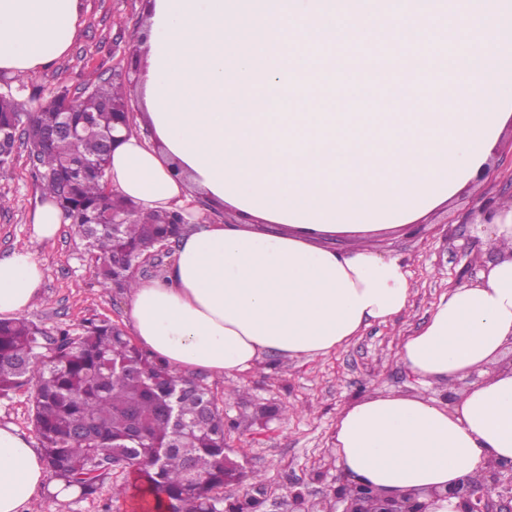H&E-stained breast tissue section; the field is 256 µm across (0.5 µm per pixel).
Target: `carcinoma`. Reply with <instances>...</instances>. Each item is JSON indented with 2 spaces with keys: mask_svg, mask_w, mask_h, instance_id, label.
Masks as SVG:
<instances>
[{
  "mask_svg": "<svg viewBox=\"0 0 512 512\" xmlns=\"http://www.w3.org/2000/svg\"><path fill=\"white\" fill-rule=\"evenodd\" d=\"M115 107L125 108L122 87L99 74L74 100L65 88L35 112H21L13 93L1 92L0 138L12 143L17 126L26 125V144L38 160L34 177L85 238L98 283L127 289L134 283L131 267L179 240L185 225L158 213L140 217V224L96 223L102 213L128 207L104 186ZM67 121L86 129L83 138L62 132ZM23 386L31 388L32 423L50 478L84 496L112 470L114 451L137 461L150 457L137 469L186 512H221L224 486L240 479L212 392L128 346L109 321L50 334L24 318L0 320V392ZM181 389L185 426L177 430L163 408Z\"/></svg>",
  "mask_w": 512,
  "mask_h": 512,
  "instance_id": "carcinoma-1",
  "label": "carcinoma"
}]
</instances>
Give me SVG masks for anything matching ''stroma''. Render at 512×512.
Instances as JSON below:
<instances>
[{"mask_svg":"<svg viewBox=\"0 0 512 512\" xmlns=\"http://www.w3.org/2000/svg\"><path fill=\"white\" fill-rule=\"evenodd\" d=\"M86 23L69 53L49 70L16 90L18 101L36 109L49 92H82L89 75L99 73L126 88L133 112L141 110V62L135 52L147 32L149 0H83ZM0 259L24 248L43 269L41 295L25 313L48 331L80 330L92 320L126 328L127 292L101 287L92 274L85 242L76 227L63 222L50 240L34 237L33 217L43 200L28 151L17 145L13 162L0 174ZM512 198V144L500 139L492 172L461 189L447 203L401 230L376 236L380 254L399 257L411 272L408 310L387 323L372 322L327 358L269 356L235 377L198 373L221 400L235 429L226 432L228 455L241 464L246 481L224 488L226 499L241 497L249 479L261 476L266 512H284L291 490L322 501L339 470L332 433L339 411L378 392L419 393L415 378L399 363L400 346L430 317L449 289L480 281L497 253L479 223L490 205ZM34 512H146L131 470L116 468L89 496L60 498L45 493Z\"/></svg>","mask_w":512,"mask_h":512,"instance_id":"35a3bbf8","label":"stroma"}]
</instances>
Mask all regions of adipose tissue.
Segmentation results:
<instances>
[{
	"label": "adipose tissue",
	"instance_id": "adipose-tissue-1",
	"mask_svg": "<svg viewBox=\"0 0 512 512\" xmlns=\"http://www.w3.org/2000/svg\"><path fill=\"white\" fill-rule=\"evenodd\" d=\"M463 14L478 37L438 63L437 16L450 28ZM84 23L82 0H0V74L48 70ZM147 23L142 113L106 177L145 214L202 197L241 220L195 216L165 275L137 280L135 341L182 375L232 376L270 355L328 357L405 312L410 273L370 239L485 171L512 122V0H152ZM381 35L400 51L374 66L334 49ZM340 234L357 248L336 249ZM486 234L500 260L443 294L399 353L423 387H453L452 405L389 392L343 408L333 444L350 483L443 488L512 460V203ZM42 279L28 251L0 259V319L31 308ZM46 474L41 450L0 424V512H31Z\"/></svg>",
	"mask_w": 512,
	"mask_h": 512
}]
</instances>
